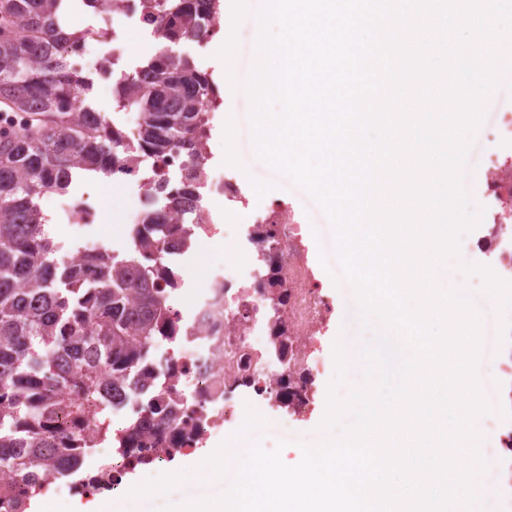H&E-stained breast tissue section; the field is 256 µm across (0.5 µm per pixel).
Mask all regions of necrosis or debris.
<instances>
[{
    "instance_id": "4bbe7bcc",
    "label": "necrosis or debris",
    "mask_w": 512,
    "mask_h": 512,
    "mask_svg": "<svg viewBox=\"0 0 512 512\" xmlns=\"http://www.w3.org/2000/svg\"><path fill=\"white\" fill-rule=\"evenodd\" d=\"M151 12L149 0H100L82 41L92 47L98 73L111 76L113 64L129 56L118 29L145 26L153 43H160ZM486 139V161L475 178L483 221L470 233L468 260L512 281V112L501 114ZM199 150L192 232L188 241L168 248L159 272L168 317L147 365L155 391L174 401L178 412L159 422L147 411L150 397L126 389L112 396L108 425L99 424V409L91 407L80 426L92 439L80 472L59 466L37 473L41 494L52 497L65 489L92 498L124 492L128 473H149L175 455L192 454L213 433L236 424L250 400L288 423L309 420L317 407L326 373L321 338L336 306L311 263L308 226L289 204L251 205L237 177L213 163L208 140H201ZM189 163L184 152L172 150L122 165L113 178L132 191L125 221L138 223L144 210L181 189ZM102 214V184L94 181L89 192L67 202L62 217L87 227ZM214 238L228 244L224 259L209 264L204 284L195 285L183 272L184 258ZM494 384L488 427L498 454L488 461V489L512 512V336L497 345Z\"/></svg>"
}]
</instances>
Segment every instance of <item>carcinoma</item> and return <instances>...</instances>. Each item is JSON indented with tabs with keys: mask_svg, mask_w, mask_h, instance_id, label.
<instances>
[{
	"mask_svg": "<svg viewBox=\"0 0 512 512\" xmlns=\"http://www.w3.org/2000/svg\"><path fill=\"white\" fill-rule=\"evenodd\" d=\"M75 0H0V103L27 116V126L0 132V475L14 481L0 496V512L29 508L26 483L79 447L76 426L91 400L105 403L114 383L144 389L141 370L166 314L152 268L138 266L153 249L164 260L165 240H186L190 226L170 213L184 211L195 186L170 196L165 211H149L133 237V251L103 250L82 266L57 258L62 245L36 209L47 192L66 193L91 174L110 175L133 158H158L182 149L199 166L206 104L217 92L208 74L171 45L207 35L216 0H156L162 53L145 73L126 71L116 87L120 108L136 106L141 123L127 141L119 128L73 122L66 104L86 108L92 80L66 64V31Z\"/></svg>",
	"mask_w": 512,
	"mask_h": 512,
	"instance_id": "obj_1",
	"label": "carcinoma"
}]
</instances>
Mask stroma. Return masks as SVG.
I'll return each instance as SVG.
<instances>
[{
  "mask_svg": "<svg viewBox=\"0 0 512 512\" xmlns=\"http://www.w3.org/2000/svg\"><path fill=\"white\" fill-rule=\"evenodd\" d=\"M260 0H246L238 12L232 45H225L217 37L206 44L183 42L176 50L181 55L198 60L201 70L211 74L215 83L223 81L225 59H232L238 90L229 103L228 111L216 113L214 138L211 150L225 165L235 168L243 180L258 191L260 199L271 201L282 199L290 203L310 224L309 248L318 274L322 277L335 299H342L343 288L337 273L338 263L333 255V232L331 226L316 203L285 175L278 173L255 155L254 136L251 123V101L245 91L251 70L250 63L256 57L258 37L257 11ZM129 191L121 183H114L109 190V200L95 231L108 238L110 248L123 254L132 246L131 225L118 222L117 217L128 207ZM449 289L467 298L482 315V346L477 363V374L482 393H489L494 367V326L498 314L493 300L482 288L474 284L472 277L454 270L446 273ZM326 414L318 408L313 417L301 428L274 427L266 423V433L260 442L270 448L283 443L281 457L286 464H297L301 458L300 443L313 442L319 437L318 428ZM224 479L213 481L205 477L183 480L173 491L147 498H131L127 494L101 497L97 500L98 512H164L165 508L180 505L205 497H216L224 493Z\"/></svg>",
  "mask_w": 512,
  "mask_h": 512,
  "instance_id": "obj_1",
  "label": "stroma"
}]
</instances>
